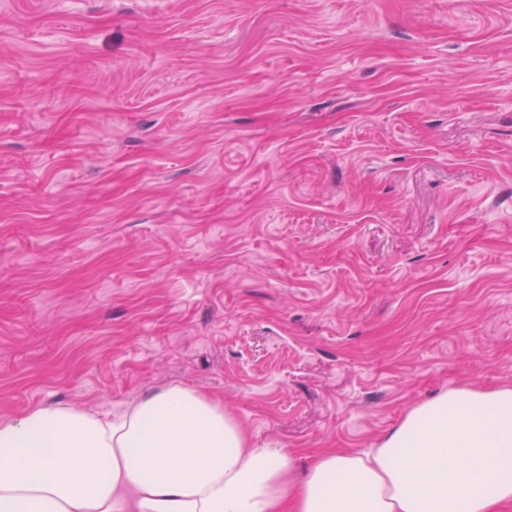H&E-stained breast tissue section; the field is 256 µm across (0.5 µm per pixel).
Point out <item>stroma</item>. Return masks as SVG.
I'll return each mask as SVG.
<instances>
[{"label": "stroma", "instance_id": "35a3bbf8", "mask_svg": "<svg viewBox=\"0 0 512 512\" xmlns=\"http://www.w3.org/2000/svg\"><path fill=\"white\" fill-rule=\"evenodd\" d=\"M507 382L512 0H0V420L361 450Z\"/></svg>", "mask_w": 512, "mask_h": 512}]
</instances>
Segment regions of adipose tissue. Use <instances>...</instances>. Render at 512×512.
Here are the masks:
<instances>
[{"label": "adipose tissue", "mask_w": 512, "mask_h": 512, "mask_svg": "<svg viewBox=\"0 0 512 512\" xmlns=\"http://www.w3.org/2000/svg\"><path fill=\"white\" fill-rule=\"evenodd\" d=\"M0 512H512V385L442 390L302 468L187 387L111 419L37 407L0 421Z\"/></svg>", "instance_id": "adipose-tissue-1"}]
</instances>
